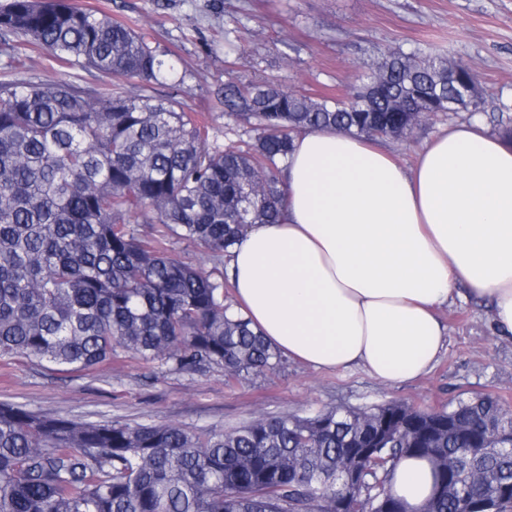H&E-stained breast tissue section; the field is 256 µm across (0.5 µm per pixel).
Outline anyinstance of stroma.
<instances>
[{"label":"stroma","instance_id":"1","mask_svg":"<svg viewBox=\"0 0 512 512\" xmlns=\"http://www.w3.org/2000/svg\"><path fill=\"white\" fill-rule=\"evenodd\" d=\"M131 24L165 51L185 80L154 84L149 94L175 96L210 128V141H235V119L216 92L224 83L266 81L315 98L336 97L355 83L365 61L388 48H433L471 66L487 94L479 114L438 115L406 139L381 145L412 168L438 131L479 118L498 130V99L512 101V0H75ZM237 48L227 51L225 31ZM36 75L108 90L113 81L68 64L22 37H0V82ZM439 317L445 347L433 370L399 386L363 368L316 370L284 359L271 374L229 380L220 368L179 371L116 349L91 372L64 373L22 356L0 360V402L89 421L170 424L222 430L254 417L306 416L333 406L404 401L419 409L477 395L512 407V337L498 335L488 302L455 300Z\"/></svg>","mask_w":512,"mask_h":512}]
</instances>
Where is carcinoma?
I'll return each instance as SVG.
<instances>
[{
    "label": "carcinoma",
    "mask_w": 512,
    "mask_h": 512,
    "mask_svg": "<svg viewBox=\"0 0 512 512\" xmlns=\"http://www.w3.org/2000/svg\"><path fill=\"white\" fill-rule=\"evenodd\" d=\"M0 33L127 82L98 93L25 77L0 83V357L89 371L120 347L181 370L273 373L280 354L225 303L224 255L284 203L293 138L318 127L411 136L440 112L479 111L484 90L448 57L388 50L342 97L267 82L220 91L248 139L212 147L194 111L144 92L184 82L128 24L66 0H9ZM162 225V230L155 225ZM205 253L210 271L166 243ZM512 408L391 401L223 431L85 422L0 403V512H407L388 490L407 456L433 491L420 512H512Z\"/></svg>",
    "instance_id": "1"
}]
</instances>
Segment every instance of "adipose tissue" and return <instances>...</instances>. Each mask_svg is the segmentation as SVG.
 I'll return each mask as SVG.
<instances>
[{
    "label": "adipose tissue",
    "mask_w": 512,
    "mask_h": 512,
    "mask_svg": "<svg viewBox=\"0 0 512 512\" xmlns=\"http://www.w3.org/2000/svg\"><path fill=\"white\" fill-rule=\"evenodd\" d=\"M283 182L278 221L248 225L226 262L237 309L276 351L412 381L444 347L439 310L464 292L512 335L511 143L464 124L407 171L365 138L315 128L295 137ZM432 484L426 460L397 464L409 512Z\"/></svg>",
    "instance_id": "1"
}]
</instances>
